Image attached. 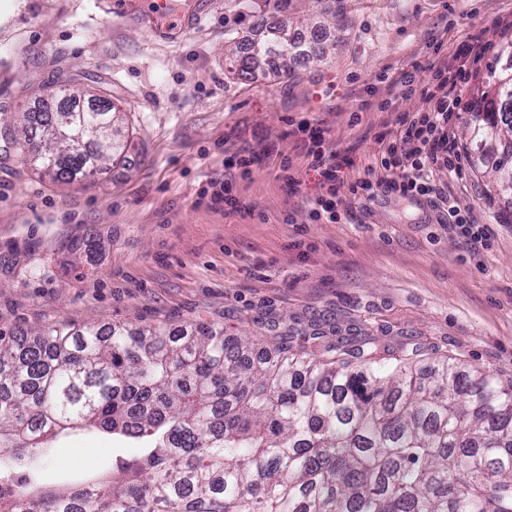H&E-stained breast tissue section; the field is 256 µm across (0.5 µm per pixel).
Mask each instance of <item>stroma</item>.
I'll return each instance as SVG.
<instances>
[{"mask_svg":"<svg viewBox=\"0 0 512 512\" xmlns=\"http://www.w3.org/2000/svg\"><path fill=\"white\" fill-rule=\"evenodd\" d=\"M279 7L206 0L186 29L179 0L162 10L130 0L120 13L109 0H0V117L39 111L70 77L81 105L111 91L124 146L92 180L65 185L0 139V328L215 322L230 336H273L324 317L410 343L425 360L447 355L512 380V199L490 193L491 163L461 135L494 53L512 40V0H291L297 41L319 36L325 57L296 56L285 77L238 78L229 32L242 35L250 12ZM480 33L489 45L470 64L448 129L460 165L435 178L489 225L487 246L449 236L423 198L356 203L352 221L309 223L320 178L289 127L320 124L329 149L354 150L344 179L360 177L381 157L379 134L399 138L402 114L421 107L434 65L459 68L460 45ZM404 69L409 94L388 83ZM271 143L278 155L235 179L250 215L205 197L223 181L225 157ZM284 154L301 180L294 192L278 177ZM51 447L48 484L108 470L134 451L79 429Z\"/></svg>","mask_w":512,"mask_h":512,"instance_id":"obj_1","label":"stroma"}]
</instances>
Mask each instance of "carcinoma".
<instances>
[{"label":"carcinoma","mask_w":512,"mask_h":512,"mask_svg":"<svg viewBox=\"0 0 512 512\" xmlns=\"http://www.w3.org/2000/svg\"><path fill=\"white\" fill-rule=\"evenodd\" d=\"M254 24L267 38L233 60L237 74L290 72L288 21ZM511 51L499 49L463 125L483 154L512 143ZM69 91L65 79L59 104L19 130L32 164L62 184L123 152L71 150L59 129L103 140L114 113L104 95L76 112ZM492 170L512 197V153ZM309 328L272 349L220 324L0 332V512H512V384L455 358L379 356L376 337L327 319ZM87 428L138 452L102 479L39 485L50 440Z\"/></svg>","instance_id":"1"}]
</instances>
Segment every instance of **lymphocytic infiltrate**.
<instances>
[{
    "mask_svg": "<svg viewBox=\"0 0 512 512\" xmlns=\"http://www.w3.org/2000/svg\"><path fill=\"white\" fill-rule=\"evenodd\" d=\"M434 78L436 83L426 90L421 108L403 114L401 137L385 147L377 166L367 167L363 176L354 180L344 181L341 175L343 167L351 163L349 153L328 151L321 128L304 123L289 130V137L298 141L309 167L321 176L325 188L309 203L311 223L337 224L345 220L346 214L339 208V192L343 189L356 201L424 197L434 205L445 206L449 234L474 249L486 246L490 238L488 226L478 223L471 210L459 208L448 187L434 178L435 172H451L458 167L459 156L448 137V124L461 109L459 91L468 83L470 71L463 67L451 72L443 66L435 69ZM259 158L255 151L226 157L224 180L214 192V200L227 210H241L234 179L247 174Z\"/></svg>",
    "mask_w": 512,
    "mask_h": 512,
    "instance_id": "obj_1",
    "label": "lymphocytic infiltrate"
}]
</instances>
